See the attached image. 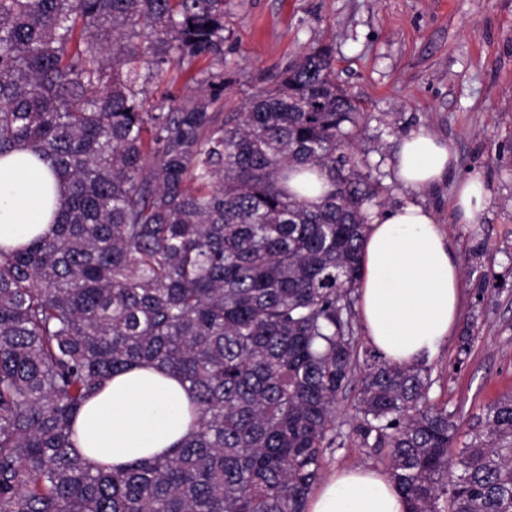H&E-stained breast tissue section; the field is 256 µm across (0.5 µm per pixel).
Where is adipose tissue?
<instances>
[{"mask_svg":"<svg viewBox=\"0 0 512 512\" xmlns=\"http://www.w3.org/2000/svg\"><path fill=\"white\" fill-rule=\"evenodd\" d=\"M455 163L447 142L425 130L405 136L394 156L398 180L418 192L439 183ZM63 190L30 150L0 157V249L52 235ZM487 204L483 177H466L454 192L456 222L478 223ZM461 272L454 240L429 209L408 204L373 215L358 285L359 317L372 346L401 366L431 359L457 323ZM191 405V393L176 376L151 365L131 367L78 412L75 451L104 467L155 456L187 436ZM304 512H406V503L388 475L351 468L317 484Z\"/></svg>","mask_w":512,"mask_h":512,"instance_id":"1","label":"adipose tissue"}]
</instances>
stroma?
I'll use <instances>...</instances> for the list:
<instances>
[{
  "mask_svg": "<svg viewBox=\"0 0 512 512\" xmlns=\"http://www.w3.org/2000/svg\"><path fill=\"white\" fill-rule=\"evenodd\" d=\"M225 111H239L300 54L328 47L337 82L361 111L351 151L370 165L376 210L415 203L455 239L462 302L455 331L430 360L431 394L461 413L458 443L497 399L512 394V0H226ZM425 129L448 141L458 162L447 181L418 194L398 182L401 139ZM479 172L489 200L475 224L456 223L457 182ZM499 275L485 298L476 283ZM471 349L460 356L464 335ZM347 439L325 449L323 474L379 468Z\"/></svg>",
  "mask_w": 512,
  "mask_h": 512,
  "instance_id": "obj_1",
  "label": "stroma"
}]
</instances>
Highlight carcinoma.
Listing matches in <instances>:
<instances>
[{
  "instance_id": "cac0c4a2",
  "label": "carcinoma",
  "mask_w": 512,
  "mask_h": 512,
  "mask_svg": "<svg viewBox=\"0 0 512 512\" xmlns=\"http://www.w3.org/2000/svg\"><path fill=\"white\" fill-rule=\"evenodd\" d=\"M224 2L0 0V156L67 184L53 236L0 249V512H304L350 386L407 512H512V396L458 448L425 363L358 349L376 191L329 50L226 112ZM174 70L196 87L153 96ZM296 166L330 190L294 197ZM144 363L194 394L188 436L88 465L74 417Z\"/></svg>"
}]
</instances>
